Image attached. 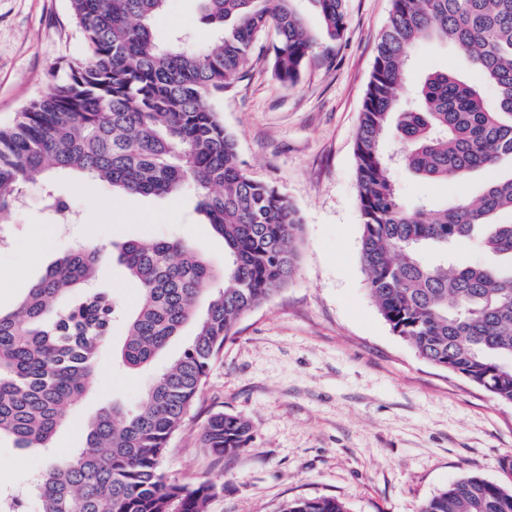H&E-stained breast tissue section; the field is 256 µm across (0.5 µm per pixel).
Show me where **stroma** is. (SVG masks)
<instances>
[{
    "label": "stroma",
    "mask_w": 512,
    "mask_h": 512,
    "mask_svg": "<svg viewBox=\"0 0 512 512\" xmlns=\"http://www.w3.org/2000/svg\"><path fill=\"white\" fill-rule=\"evenodd\" d=\"M200 7V0H169L152 25L155 38L164 42L180 30L189 48L208 45L214 33L200 22ZM391 9L392 0H346L342 38L317 48L289 87L270 69L275 31L261 32L241 78L212 100L247 173L292 204L301 233L296 276L237 323L166 452L172 479L192 484L222 476L224 489L209 512H281L290 500L318 497L337 498L348 512H420L425 501L472 476L512 490V405L422 359L393 333L366 287L355 141ZM82 54L69 0H0V126L48 93ZM442 68L471 76L451 44L421 41L407 89ZM395 176L408 206L478 194L488 179L480 172L457 184L431 183L404 168ZM53 181L75 219L58 221L42 182L24 186L0 247V307H11L56 258L90 240L106 252L97 287L110 289L128 313L139 290L112 259L114 245L184 240L223 269L224 242L202 223L191 192L172 201L141 196L131 207L104 187L77 188L73 175ZM192 335L185 327L151 367L131 372L114 362L124 338L123 325H115L84 399L68 410L50 451L0 441V489L27 494L28 512H40L31 482L50 458L83 447L88 422L103 409L137 408ZM217 411L252 427L247 447L220 460L200 445Z\"/></svg>",
    "instance_id": "stroma-1"
}]
</instances>
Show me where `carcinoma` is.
Wrapping results in <instances>:
<instances>
[{"instance_id":"obj_1","label":"carcinoma","mask_w":512,"mask_h":512,"mask_svg":"<svg viewBox=\"0 0 512 512\" xmlns=\"http://www.w3.org/2000/svg\"><path fill=\"white\" fill-rule=\"evenodd\" d=\"M84 46L53 89L0 128V222L24 185L55 172L100 182L116 196H161L191 185L195 210L224 240L221 271L189 243L137 240L119 261L141 291L118 350L130 370L150 365L189 322L193 340L149 388L140 408L114 406L89 425L85 445L51 461L34 484L41 512H208L224 490L211 479L183 484L162 463L191 413L213 359L237 321L284 288L298 270L301 219L272 186L244 171L212 98L239 78L254 41L273 26L274 76L294 84L323 41L345 28V0H312L322 30L309 32L292 0H201L218 31L201 51L175 33L155 42L152 23L168 0H69ZM453 44L475 78L449 70L424 78L409 102L404 79L416 44ZM498 90L488 100L480 83ZM421 179L456 181L512 161V0H393L376 50L356 142L367 286L392 331L430 363L463 375L512 405V172L490 178L439 209L406 208L392 160ZM477 236L494 263L448 267V248ZM95 242L64 253L13 309L0 310V439L48 448L77 405L120 306L92 288L102 261ZM251 439L250 424L222 411L201 441L216 458ZM284 512H346L333 497L300 498ZM420 512H512V491L464 478Z\"/></svg>"}]
</instances>
